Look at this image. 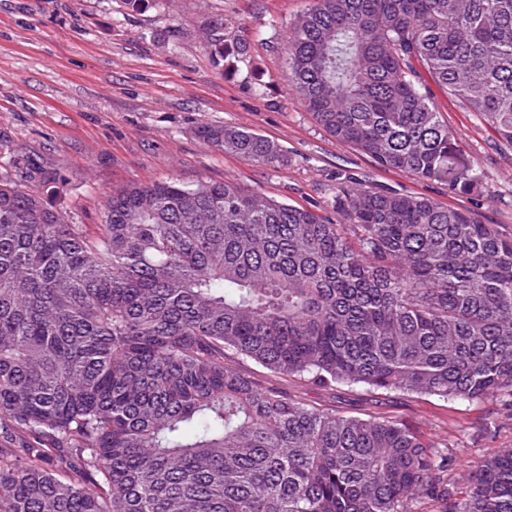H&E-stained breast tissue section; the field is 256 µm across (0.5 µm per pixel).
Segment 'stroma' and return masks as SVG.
Listing matches in <instances>:
<instances>
[{
    "label": "stroma",
    "mask_w": 512,
    "mask_h": 512,
    "mask_svg": "<svg viewBox=\"0 0 512 512\" xmlns=\"http://www.w3.org/2000/svg\"><path fill=\"white\" fill-rule=\"evenodd\" d=\"M309 0H155L125 13L120 0H0V177L39 194L75 224L102 221L112 191L132 182H231L327 217L336 185L425 196L474 210L512 236V148L483 116L441 90L433 101L483 174L479 196L387 170L340 145L286 86L288 24ZM223 17L247 42L238 70L214 67L197 30ZM233 125L277 143L287 161L265 166L219 151L198 135ZM336 412L400 420L425 442L447 441V478L464 497L469 475L512 448V410L502 399L447 401L361 386H303Z\"/></svg>",
    "instance_id": "obj_1"
}]
</instances>
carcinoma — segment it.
Instances as JSON below:
<instances>
[{
	"instance_id": "carcinoma-1",
	"label": "carcinoma",
	"mask_w": 512,
	"mask_h": 512,
	"mask_svg": "<svg viewBox=\"0 0 512 512\" xmlns=\"http://www.w3.org/2000/svg\"><path fill=\"white\" fill-rule=\"evenodd\" d=\"M200 36L235 70L224 19ZM294 100L341 145L470 196L427 80L512 146V0H311ZM280 165L275 142L204 126ZM334 221L229 182L132 183L72 224L0 178V512H512V448L456 499L443 449L256 378L512 398V236L423 196L336 186Z\"/></svg>"
}]
</instances>
